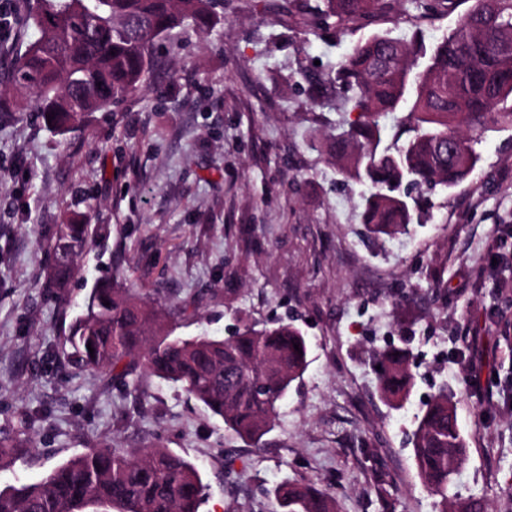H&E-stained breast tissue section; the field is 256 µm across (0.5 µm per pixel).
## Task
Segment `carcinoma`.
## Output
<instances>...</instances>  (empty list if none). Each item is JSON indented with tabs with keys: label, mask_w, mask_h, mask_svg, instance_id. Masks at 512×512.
Listing matches in <instances>:
<instances>
[{
	"label": "carcinoma",
	"mask_w": 512,
	"mask_h": 512,
	"mask_svg": "<svg viewBox=\"0 0 512 512\" xmlns=\"http://www.w3.org/2000/svg\"><path fill=\"white\" fill-rule=\"evenodd\" d=\"M405 1L422 6L421 0H317L305 25L374 19ZM219 7L224 0L28 2L25 27L36 38L0 71V110L13 108L7 92L25 91L42 122H51L48 129L64 132L146 88L158 67L154 41L180 26L209 31ZM328 85L351 90L358 111L326 144L339 172L367 187L362 224L384 242L407 235L427 194L459 185L474 170L487 124L512 126V106H504L512 98V0H474L430 47L417 36L376 33L351 46L335 75L312 77V95ZM402 109L389 146L384 120ZM87 231L86 224L57 226L54 287H69ZM62 353L75 369L109 373L121 386L142 368L180 386L253 442L272 430L279 402L308 366L307 340L291 322L244 324L225 339L173 336L163 331L161 312L115 278L93 289ZM377 365L382 395L400 404L416 377L408 351L389 343L373 351L371 366ZM22 447L23 440L0 436V466ZM413 452L424 487L448 512V486L466 448L443 388L418 418ZM203 489L197 467L167 448L133 454L108 445L67 460L37 483L0 489V512H86L95 504L115 512H199ZM274 497L272 512H339L335 494L309 482H284Z\"/></svg>",
	"instance_id": "cac0c4a2"
}]
</instances>
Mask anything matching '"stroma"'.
<instances>
[{
	"mask_svg": "<svg viewBox=\"0 0 512 512\" xmlns=\"http://www.w3.org/2000/svg\"><path fill=\"white\" fill-rule=\"evenodd\" d=\"M276 2L224 0L205 37L174 29L142 93L64 133L21 95L0 120V432L24 417L33 443L0 467V488L93 447L160 445L199 468V512H272L286 480L335 493L342 512H437L411 437L444 386L466 446L449 504L512 512V127H490L473 173L381 251L363 236L361 186L310 148L356 113L312 100L303 75L334 73L376 32L433 44L465 0L315 30ZM88 212L101 233L69 288L48 287L57 226ZM115 275L185 338L295 321L309 365L261 444L145 371L124 388L64 363L71 323ZM389 339L420 373L398 410L368 365Z\"/></svg>",
	"mask_w": 512,
	"mask_h": 512,
	"instance_id": "1",
	"label": "stroma"
}]
</instances>
